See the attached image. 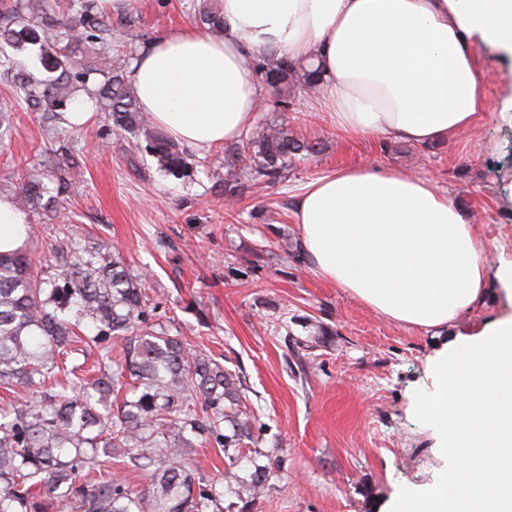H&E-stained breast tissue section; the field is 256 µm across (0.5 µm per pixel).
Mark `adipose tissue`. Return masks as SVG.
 Instances as JSON below:
<instances>
[{"mask_svg":"<svg viewBox=\"0 0 512 512\" xmlns=\"http://www.w3.org/2000/svg\"><path fill=\"white\" fill-rule=\"evenodd\" d=\"M224 34H160L131 82L141 108L176 141L209 149L254 123L265 85L252 70L274 51L322 72L315 97L337 131L416 145L451 137L485 105L475 51L512 56V0H224ZM295 217L312 267L406 326H453L488 296L506 314L435 353L417 406L452 457L392 512H512V256L490 266L474 225L432 181L372 164L306 185ZM29 218L0 195V253L21 250Z\"/></svg>","mask_w":512,"mask_h":512,"instance_id":"ef3b65f1","label":"adipose tissue"}]
</instances>
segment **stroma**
Masks as SVG:
<instances>
[{"mask_svg": "<svg viewBox=\"0 0 512 512\" xmlns=\"http://www.w3.org/2000/svg\"><path fill=\"white\" fill-rule=\"evenodd\" d=\"M204 3L217 9L222 0H114L112 42L140 54L162 32L197 26ZM476 64L486 108L437 145L348 137L311 111L298 86L284 112L267 90L258 122L285 126L321 150L290 163L276 184L239 175L230 209L219 184L241 141L196 151L192 177H166L130 137L113 132L101 108L83 127L54 125L15 99L0 75V194L15 195L20 177H42L56 140L76 158L48 181L52 190L64 180L67 190L51 209L31 213L26 251L48 278L54 251L71 234L119 247L144 278L151 322L238 376L264 426L257 464L283 460L253 512H382L447 466L413 397L432 386L430 359L454 331L492 319L501 305L487 298L452 330L381 315L313 270L300 251L295 198L340 167L394 168L447 192L485 238L490 264L512 255V124L499 117L512 60L482 47Z\"/></svg>", "mask_w": 512, "mask_h": 512, "instance_id": "obj_1", "label": "stroma"}]
</instances>
